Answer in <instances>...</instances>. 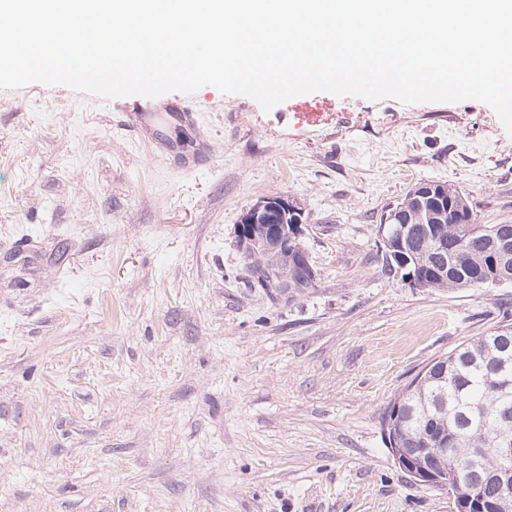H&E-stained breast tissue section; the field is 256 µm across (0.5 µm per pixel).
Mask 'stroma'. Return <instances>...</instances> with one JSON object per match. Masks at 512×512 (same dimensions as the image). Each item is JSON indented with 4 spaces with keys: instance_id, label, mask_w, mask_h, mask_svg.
Here are the masks:
<instances>
[{
    "instance_id": "obj_1",
    "label": "stroma",
    "mask_w": 512,
    "mask_h": 512,
    "mask_svg": "<svg viewBox=\"0 0 512 512\" xmlns=\"http://www.w3.org/2000/svg\"><path fill=\"white\" fill-rule=\"evenodd\" d=\"M183 171L107 100L0 90V512H453L382 431L427 364L512 323V284L415 288L389 205L455 185L512 223V135L481 101L190 94ZM288 196L316 272L250 287L242 215Z\"/></svg>"
}]
</instances>
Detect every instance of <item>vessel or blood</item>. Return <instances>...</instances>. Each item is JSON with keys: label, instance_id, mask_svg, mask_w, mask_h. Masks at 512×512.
I'll return each mask as SVG.
<instances>
[{"label": "vessel or blood", "instance_id": "obj_1", "mask_svg": "<svg viewBox=\"0 0 512 512\" xmlns=\"http://www.w3.org/2000/svg\"><path fill=\"white\" fill-rule=\"evenodd\" d=\"M121 112L118 126L141 139L147 140L159 150L175 158H187L189 163L204 161V153L184 155L181 133L201 135L198 115L190 102L162 104L145 96H127L120 100Z\"/></svg>", "mask_w": 512, "mask_h": 512}]
</instances>
